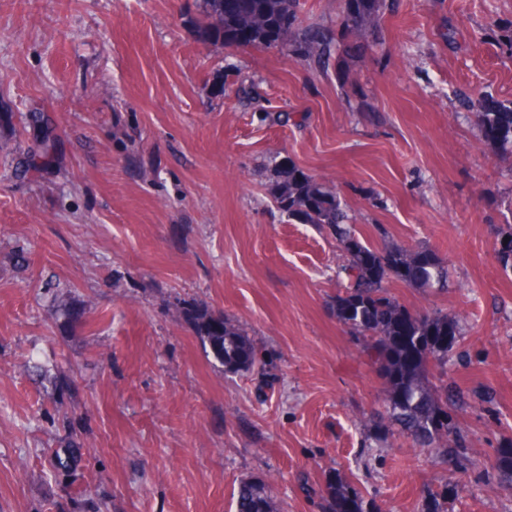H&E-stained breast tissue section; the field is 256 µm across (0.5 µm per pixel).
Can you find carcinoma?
I'll use <instances>...</instances> for the list:
<instances>
[{"label": "carcinoma", "instance_id": "cac0c4a2", "mask_svg": "<svg viewBox=\"0 0 512 512\" xmlns=\"http://www.w3.org/2000/svg\"><path fill=\"white\" fill-rule=\"evenodd\" d=\"M385 0H347L339 23L343 34L359 36L377 29ZM299 0H200L199 12L187 23L205 44L251 45L293 53L326 69L339 41L319 26L298 24ZM466 118L476 125L498 157L512 160V107L486 99L471 103ZM271 193L278 209L299 224H311L331 235L346 255L341 270L349 283L336 294V317L374 351V364L384 379V411L368 418L375 440L394 436L414 448L439 450L453 444L466 448L451 412L463 392L448 384V360L460 336L456 317L410 311L390 293L395 280L407 286L445 290L447 265L429 247L407 248L386 243L375 248L356 234L346 205L336 189L305 173L293 162L275 163ZM190 319L211 358L226 373L265 366L264 354L224 317L205 305L187 304ZM502 483L512 485V443L498 449ZM463 487L447 481L422 496L421 512H448V502ZM235 512H278L268 484L244 478L234 493ZM323 512H375V504L339 474L325 477Z\"/></svg>", "mask_w": 512, "mask_h": 512}]
</instances>
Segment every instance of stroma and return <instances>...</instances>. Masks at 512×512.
I'll list each match as a JSON object with an SVG mask.
<instances>
[{
	"instance_id": "obj_1",
	"label": "stroma",
	"mask_w": 512,
	"mask_h": 512,
	"mask_svg": "<svg viewBox=\"0 0 512 512\" xmlns=\"http://www.w3.org/2000/svg\"><path fill=\"white\" fill-rule=\"evenodd\" d=\"M198 0H0V512H233L264 479L281 512H322L328 472L378 512H512L496 450L512 441V276L494 257L512 166L463 96L512 101V0H386L378 30L320 71L275 49L204 45ZM223 76L225 91L212 85ZM55 133L42 163L38 127ZM291 158L332 183L372 245L426 246L451 286L391 283L456 316L462 471L371 438L374 353L332 305L335 239L290 222L268 178ZM263 349L225 373L184 303ZM81 317L66 325L59 304ZM75 444L72 481L51 451ZM464 487L447 481L438 489H429L422 496L421 512H447L448 501L456 499Z\"/></svg>"
}]
</instances>
